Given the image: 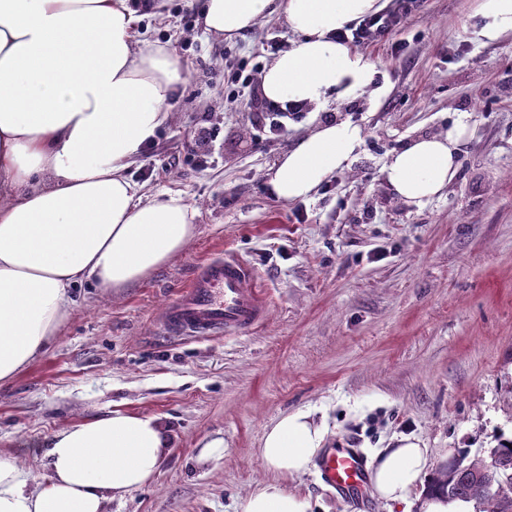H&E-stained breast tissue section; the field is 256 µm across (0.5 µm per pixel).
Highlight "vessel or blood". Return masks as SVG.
I'll list each match as a JSON object with an SVG mask.
<instances>
[{
  "label": "vessel or blood",
  "instance_id": "1",
  "mask_svg": "<svg viewBox=\"0 0 512 512\" xmlns=\"http://www.w3.org/2000/svg\"><path fill=\"white\" fill-rule=\"evenodd\" d=\"M269 296L251 269L236 257L204 261L190 282L177 289L161 314V325L174 338L246 334L261 324ZM320 478L342 497L362 499L368 483V461L358 448L332 449L318 463Z\"/></svg>",
  "mask_w": 512,
  "mask_h": 512
}]
</instances>
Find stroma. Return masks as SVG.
<instances>
[{"mask_svg":"<svg viewBox=\"0 0 512 512\" xmlns=\"http://www.w3.org/2000/svg\"><path fill=\"white\" fill-rule=\"evenodd\" d=\"M479 0H419L391 42L369 48L388 92L289 123L270 138L225 82V57L265 67L263 39H294L280 16L233 38L203 34L201 0H165L135 25L185 67L172 119L127 170L141 193L183 195L197 232L163 267L124 288H73L67 320L45 353L0 386V456L32 478L48 471L42 443L114 411L158 417L174 448L153 482L108 512H239L274 481L257 456L280 415L326 421V448L365 455L412 435L439 468L458 451H486L512 434V33L479 35ZM362 127L349 167L308 200L284 202L269 179L282 154L325 116ZM471 135L441 197L402 201L382 168L414 137ZM214 128L206 164L190 144ZM230 253L270 291L251 333L200 341L163 338L164 303L200 263ZM224 441L219 461L197 462ZM310 512H356L317 469L287 482Z\"/></svg>","mask_w":512,"mask_h":512,"instance_id":"1","label":"stroma"}]
</instances>
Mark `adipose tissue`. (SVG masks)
<instances>
[{
  "mask_svg": "<svg viewBox=\"0 0 512 512\" xmlns=\"http://www.w3.org/2000/svg\"><path fill=\"white\" fill-rule=\"evenodd\" d=\"M385 0H204V33L234 37L283 14L295 39L265 66L260 85L274 103L318 107L353 101L376 86L367 54L333 41ZM157 0H0V384L40 357L68 315L69 291L90 282L122 288L180 253L197 210L182 195L140 201L127 176L132 159L170 120L168 102L184 80L163 46H137L139 14ZM466 122L419 137L382 168L404 201L441 195L458 172ZM364 142L349 121L317 126L285 154L269 184L291 202L310 198L348 167ZM328 427L312 411L277 418L258 455L277 480L257 486L241 512H308L283 488L322 451ZM172 443L157 417L115 411L53 434L49 474L39 482L0 457V512H106L109 501L144 488ZM431 451L415 437L395 440L370 463L375 495L421 512H459L458 503L420 490Z\"/></svg>",
  "mask_w": 512,
  "mask_h": 512,
  "instance_id": "obj_1",
  "label": "adipose tissue"
}]
</instances>
